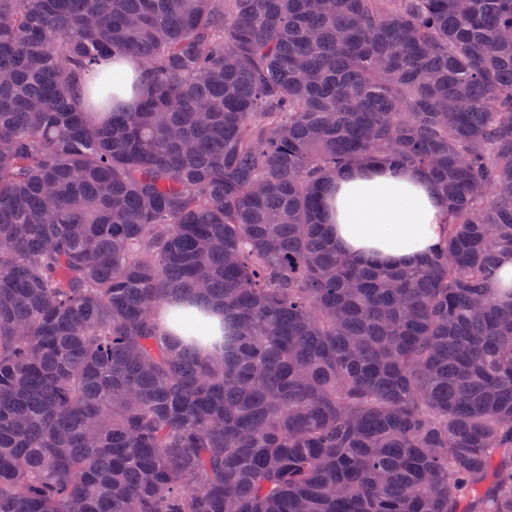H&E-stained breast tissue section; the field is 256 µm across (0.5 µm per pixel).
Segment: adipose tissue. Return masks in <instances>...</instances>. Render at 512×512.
I'll use <instances>...</instances> for the list:
<instances>
[{
  "label": "adipose tissue",
  "instance_id": "ef3b65f1",
  "mask_svg": "<svg viewBox=\"0 0 512 512\" xmlns=\"http://www.w3.org/2000/svg\"><path fill=\"white\" fill-rule=\"evenodd\" d=\"M447 208L422 174L383 158L336 173L324 201V221L336 246L380 267H405L425 260L446 230ZM166 328L180 314L203 316L208 336L201 356L215 354L224 334L222 313L201 315L193 299L172 297L159 308Z\"/></svg>",
  "mask_w": 512,
  "mask_h": 512
}]
</instances>
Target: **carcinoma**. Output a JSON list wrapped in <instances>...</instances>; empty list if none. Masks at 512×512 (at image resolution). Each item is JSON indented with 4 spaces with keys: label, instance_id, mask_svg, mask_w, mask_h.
Listing matches in <instances>:
<instances>
[{
    "label": "carcinoma",
    "instance_id": "obj_1",
    "mask_svg": "<svg viewBox=\"0 0 512 512\" xmlns=\"http://www.w3.org/2000/svg\"><path fill=\"white\" fill-rule=\"evenodd\" d=\"M380 157L419 265L323 223ZM506 253L512 0H0V512H512ZM114 69L121 73L122 78L119 84H113L112 92L115 90L120 99L130 107L135 104L141 94V89L135 88L140 79L141 68L136 64L124 63L113 66V71ZM447 219L423 175L390 158L337 172L325 193L324 222L336 247L380 267L424 261ZM159 312L162 315L165 314V324H163V326H166L168 330H175L180 335H183V332L174 321L177 315L187 314L203 320L208 327V337L205 338L199 346L198 350L200 355L207 357L220 351L216 349L215 346H219V342L222 336H224V317L222 313L210 312L207 316H204L197 308L195 301L186 297H172L167 299L160 306Z\"/></svg>",
    "mask_w": 512,
    "mask_h": 512
}]
</instances>
